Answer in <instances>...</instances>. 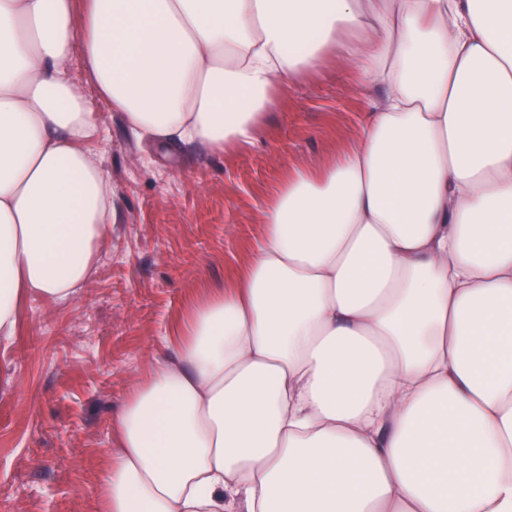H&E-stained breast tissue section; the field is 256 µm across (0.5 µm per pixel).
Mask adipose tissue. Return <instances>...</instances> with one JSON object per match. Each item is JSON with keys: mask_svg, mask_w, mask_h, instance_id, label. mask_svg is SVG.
<instances>
[{"mask_svg": "<svg viewBox=\"0 0 512 512\" xmlns=\"http://www.w3.org/2000/svg\"><path fill=\"white\" fill-rule=\"evenodd\" d=\"M335 54L380 92L359 142L187 302L97 512H512V0H0V337L117 222L74 58L139 140L221 154Z\"/></svg>", "mask_w": 512, "mask_h": 512, "instance_id": "adipose-tissue-1", "label": "adipose tissue"}]
</instances>
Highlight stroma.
Here are the masks:
<instances>
[{"label":"stroma","instance_id":"obj_1","mask_svg":"<svg viewBox=\"0 0 512 512\" xmlns=\"http://www.w3.org/2000/svg\"><path fill=\"white\" fill-rule=\"evenodd\" d=\"M372 100L326 63L286 87L259 141L216 156L139 141L95 99L119 220L78 295L27 296L0 340V512H96L112 420L186 301L261 239V205L286 167L354 144Z\"/></svg>","mask_w":512,"mask_h":512}]
</instances>
